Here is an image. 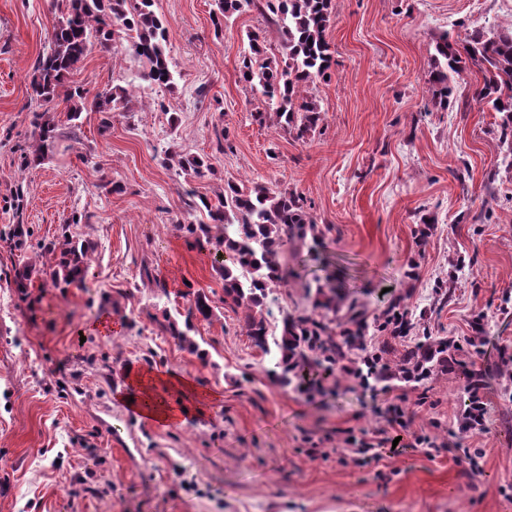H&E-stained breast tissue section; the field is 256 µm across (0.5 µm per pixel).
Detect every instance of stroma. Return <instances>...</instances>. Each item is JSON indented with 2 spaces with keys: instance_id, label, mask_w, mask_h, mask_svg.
Segmentation results:
<instances>
[{
  "instance_id": "obj_1",
  "label": "stroma",
  "mask_w": 512,
  "mask_h": 512,
  "mask_svg": "<svg viewBox=\"0 0 512 512\" xmlns=\"http://www.w3.org/2000/svg\"><path fill=\"white\" fill-rule=\"evenodd\" d=\"M333 2L336 65L311 89L324 121L307 138L256 123L266 104L239 77L247 33L276 56L277 26L251 10L218 32V0H155L171 24L174 86L142 80L143 64L122 47L93 51L72 85L126 88L128 107L104 133L98 113H82L78 140L26 167L41 109L29 76L55 11L51 0H0V512H512V167L503 161L512 145L499 140L498 113L473 96L477 67L458 79L448 110L427 109L435 37L506 24L512 0ZM220 132L230 143L221 155ZM168 150L215 154L214 170L176 176L162 164ZM228 181L291 188L328 228L322 247L286 249L295 276L270 295L271 325L310 311L307 290L331 262L368 317L403 297L414 328L394 348L426 334L484 339V355L462 360L486 374L487 431L460 438L480 449L482 475L441 446L467 398L458 365L416 387H364L339 369L311 393L273 382L271 356L221 301L213 251L175 230L209 221L188 210L189 193L212 199ZM425 215L435 224L421 243ZM65 228L90 269L86 287L63 292L42 268L44 245ZM146 269L160 286L143 284ZM190 290L214 306L193 322L192 351L154 322L184 310ZM104 321L112 333L100 331ZM146 368L187 374L221 399L174 427L139 421L114 395ZM395 404L411 420L405 448L355 460L345 439L394 435ZM421 432L435 447L416 443Z\"/></svg>"
}]
</instances>
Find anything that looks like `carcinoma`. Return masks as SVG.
<instances>
[{
    "instance_id": "obj_1",
    "label": "carcinoma",
    "mask_w": 512,
    "mask_h": 512,
    "mask_svg": "<svg viewBox=\"0 0 512 512\" xmlns=\"http://www.w3.org/2000/svg\"><path fill=\"white\" fill-rule=\"evenodd\" d=\"M154 0H54L57 22L48 34L43 52L38 56L29 82L30 98L50 105L61 99L68 103V132L64 133L49 110L33 113L34 144L23 162L42 163L52 157L57 141L77 138L75 124L82 112L90 109L103 115L100 131L111 127L112 112L127 108L128 91L112 87L88 98V91L68 85L70 75L94 50L108 51L115 35H122L125 51L146 65L142 79L153 84L173 86L174 72L166 53L170 23L153 9ZM251 6L278 22L281 57L267 55L265 41L258 33L247 34V47L240 56V76L244 83L261 92L271 112H254L260 124L268 120L300 140L323 122L322 111L306 89L328 76L334 56L326 31L333 13L332 0H219L213 16L215 30L221 31L235 14ZM473 63L483 72V82L474 97L503 114L501 135L512 137V23L491 37L479 33L463 40H451L443 33L434 41V87L429 105L446 109L455 93L456 78ZM208 155L186 157L165 153L164 164L175 174L201 177L212 170ZM212 205L201 196L189 203L190 209L204 207L213 223L222 226L218 237L224 253L217 259V270L224 281V303L242 310L246 335L263 352H275L273 380L282 387L296 385L305 390L320 387L333 375L342 341L337 336H367L370 327L380 332L387 328L391 336H407L413 323L400 297L388 301L384 310L369 325L365 311L356 303L348 305L345 322L337 332L314 314L286 315L280 329L271 328L266 317L268 296L272 289L288 284L292 272L281 260L283 249L296 243L323 245L325 230L311 218L304 199L294 190L273 189L254 183L239 186L233 181ZM60 253L55 264L42 273L52 286L80 287L87 275L86 248L73 244L67 232L48 248ZM343 296L336 286L335 272H329L315 287L313 308L336 311V301ZM210 299L202 292L193 295L185 308L184 327L168 313L160 328L181 342L188 341L196 317L210 318L206 307ZM440 341L427 339L407 349L393 374L426 367L428 375L441 368L437 358Z\"/></svg>"
}]
</instances>
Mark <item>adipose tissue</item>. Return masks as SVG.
I'll list each match as a JSON object with an SVG mask.
<instances>
[{"label": "adipose tissue", "mask_w": 512, "mask_h": 512, "mask_svg": "<svg viewBox=\"0 0 512 512\" xmlns=\"http://www.w3.org/2000/svg\"><path fill=\"white\" fill-rule=\"evenodd\" d=\"M116 398L139 419L172 426L183 424L191 414L205 417L220 395L200 388L184 374L136 369L128 373Z\"/></svg>", "instance_id": "adipose-tissue-1"}]
</instances>
